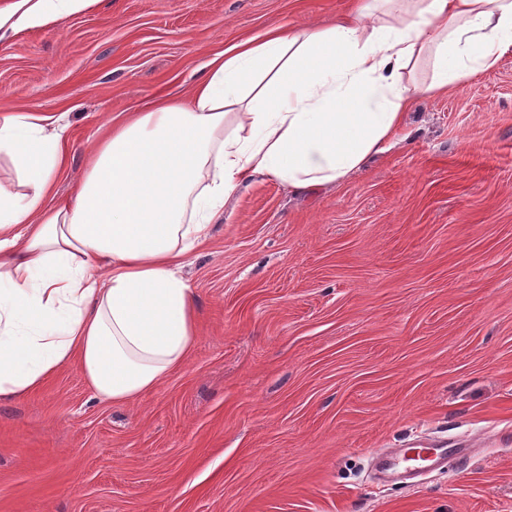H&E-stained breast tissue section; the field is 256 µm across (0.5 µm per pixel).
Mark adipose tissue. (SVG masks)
I'll list each match as a JSON object with an SVG mask.
<instances>
[{
  "mask_svg": "<svg viewBox=\"0 0 512 512\" xmlns=\"http://www.w3.org/2000/svg\"><path fill=\"white\" fill-rule=\"evenodd\" d=\"M89 0H14L0 40ZM512 48V0H367L328 26H276L213 52L186 98L109 124L74 198L58 117L0 111V399L78 362L92 391L132 402L178 369L199 333L181 277L227 202L275 179L338 185L388 150L415 99ZM432 76H410L423 61Z\"/></svg>",
  "mask_w": 512,
  "mask_h": 512,
  "instance_id": "ef3b65f1",
  "label": "adipose tissue"
}]
</instances>
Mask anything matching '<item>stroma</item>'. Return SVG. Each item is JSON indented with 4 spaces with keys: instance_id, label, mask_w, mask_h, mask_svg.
I'll list each match as a JSON object with an SVG mask.
<instances>
[{
    "instance_id": "35a3bbf8",
    "label": "stroma",
    "mask_w": 512,
    "mask_h": 512,
    "mask_svg": "<svg viewBox=\"0 0 512 512\" xmlns=\"http://www.w3.org/2000/svg\"><path fill=\"white\" fill-rule=\"evenodd\" d=\"M352 0H91L0 41V109L61 116L73 195L111 119L214 51ZM183 275L190 359L132 403L70 363L0 401V512H512V49L416 99L344 183L243 186ZM463 459L414 486L380 448ZM444 444L439 448H406L407 452L419 459H425V464L431 468L447 463L448 460L458 459L461 456V449Z\"/></svg>"
}]
</instances>
